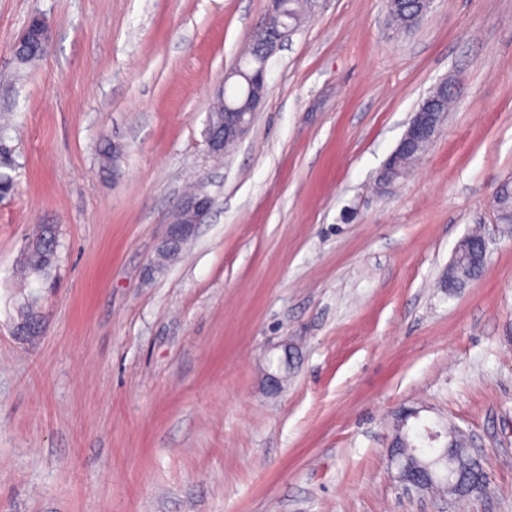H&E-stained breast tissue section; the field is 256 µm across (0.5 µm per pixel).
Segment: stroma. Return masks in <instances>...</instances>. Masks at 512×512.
Masks as SVG:
<instances>
[{
    "instance_id": "1",
    "label": "stroma",
    "mask_w": 512,
    "mask_h": 512,
    "mask_svg": "<svg viewBox=\"0 0 512 512\" xmlns=\"http://www.w3.org/2000/svg\"><path fill=\"white\" fill-rule=\"evenodd\" d=\"M267 12L0 0V512H512V236L491 208L512 181V0H434L399 36L385 0H319L214 163L212 98ZM35 15L50 45L21 67L10 47ZM444 81L439 136L375 190ZM193 184L213 207L153 268ZM40 224L60 227L57 267L27 284ZM478 225L489 263L449 296ZM31 292L46 326L27 342ZM405 409L473 437L485 493L405 489L389 457Z\"/></svg>"
}]
</instances>
